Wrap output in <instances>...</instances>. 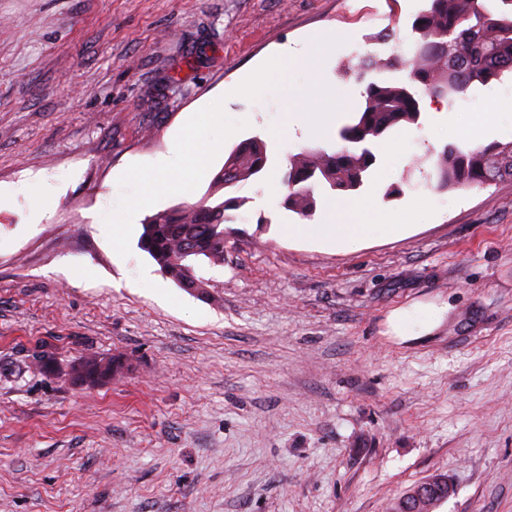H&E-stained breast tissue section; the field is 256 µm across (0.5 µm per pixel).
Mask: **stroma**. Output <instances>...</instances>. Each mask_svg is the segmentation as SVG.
Here are the masks:
<instances>
[{
    "instance_id": "1",
    "label": "stroma",
    "mask_w": 512,
    "mask_h": 512,
    "mask_svg": "<svg viewBox=\"0 0 512 512\" xmlns=\"http://www.w3.org/2000/svg\"><path fill=\"white\" fill-rule=\"evenodd\" d=\"M424 5L0 0V512H389L436 474L434 512H512V178L431 184L446 146L512 142V78L377 150L362 221L398 234L339 251L263 201L356 109L344 63ZM302 98L325 135L289 137ZM189 127L203 173L151 212L246 200L199 295L119 222ZM252 136L266 172L215 188ZM91 353L121 377L74 383Z\"/></svg>"
}]
</instances>
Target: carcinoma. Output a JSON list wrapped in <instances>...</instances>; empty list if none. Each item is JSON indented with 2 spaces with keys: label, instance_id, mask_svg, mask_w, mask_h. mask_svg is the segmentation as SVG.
Segmentation results:
<instances>
[{
  "label": "carcinoma",
  "instance_id": "cac0c4a2",
  "mask_svg": "<svg viewBox=\"0 0 512 512\" xmlns=\"http://www.w3.org/2000/svg\"><path fill=\"white\" fill-rule=\"evenodd\" d=\"M428 7L414 19L416 39L404 51L387 59L363 58L345 67L362 86V101L350 122L337 130L340 148L311 149L288 159L283 184L296 183L284 198V208L302 219L316 211V192L329 189L336 200L357 191L376 163L375 146L394 129L417 124L422 116L417 88L433 97L453 101L475 83L487 85L512 74V0H427ZM229 179L218 174L215 183L237 184L259 175L268 162L265 144L252 137L228 156ZM512 177V142L491 143L464 151L444 148L436 164V189L491 185ZM242 200L229 197L215 205H194L159 212L145 219L138 247L173 282L188 278L198 289L195 263L224 261L225 225ZM87 355L80 368L88 377L108 379L112 370Z\"/></svg>",
  "mask_w": 512,
  "mask_h": 512
}]
</instances>
